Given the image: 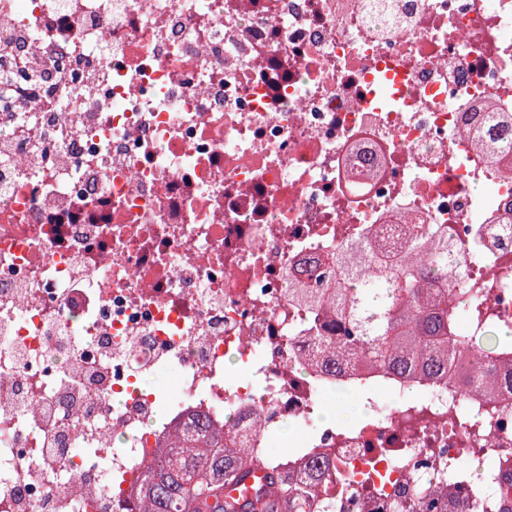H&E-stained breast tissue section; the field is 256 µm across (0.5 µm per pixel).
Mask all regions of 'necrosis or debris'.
<instances>
[{"mask_svg":"<svg viewBox=\"0 0 512 512\" xmlns=\"http://www.w3.org/2000/svg\"><path fill=\"white\" fill-rule=\"evenodd\" d=\"M485 112H512V0H0V512H138L197 412L259 456L290 423L289 471L331 462L310 512H501L512 393L302 376L286 292L445 224L512 312ZM335 388L372 416L322 422Z\"/></svg>","mask_w":512,"mask_h":512,"instance_id":"1","label":"necrosis or debris"}]
</instances>
